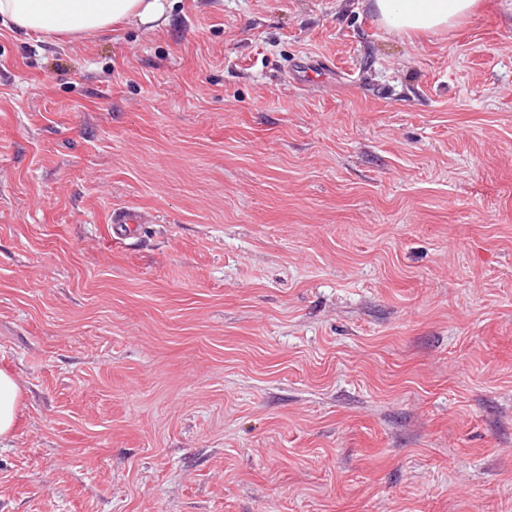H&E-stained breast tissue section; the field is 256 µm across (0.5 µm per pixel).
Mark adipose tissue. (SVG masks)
I'll use <instances>...</instances> for the list:
<instances>
[{
	"label": "adipose tissue",
	"instance_id": "adipose-tissue-1",
	"mask_svg": "<svg viewBox=\"0 0 512 512\" xmlns=\"http://www.w3.org/2000/svg\"><path fill=\"white\" fill-rule=\"evenodd\" d=\"M379 23L399 33L450 30L469 19L480 0H368ZM167 0H0V19L14 30L52 41L99 35L126 24L160 26ZM21 398L14 375L0 367V443L18 424Z\"/></svg>",
	"mask_w": 512,
	"mask_h": 512
}]
</instances>
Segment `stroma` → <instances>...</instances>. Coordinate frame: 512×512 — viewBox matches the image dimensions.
<instances>
[{
	"label": "stroma",
	"mask_w": 512,
	"mask_h": 512,
	"mask_svg": "<svg viewBox=\"0 0 512 512\" xmlns=\"http://www.w3.org/2000/svg\"><path fill=\"white\" fill-rule=\"evenodd\" d=\"M0 366V512H512V19L0 22ZM111 238L114 243L123 244L126 239L138 234L145 223L140 211L130 208H114L110 212ZM20 398V386L14 375L0 367V443L11 439L17 427Z\"/></svg>",
	"instance_id": "35a3bbf8"
}]
</instances>
